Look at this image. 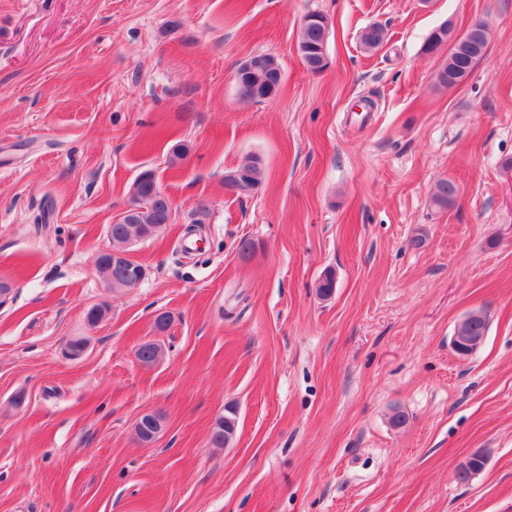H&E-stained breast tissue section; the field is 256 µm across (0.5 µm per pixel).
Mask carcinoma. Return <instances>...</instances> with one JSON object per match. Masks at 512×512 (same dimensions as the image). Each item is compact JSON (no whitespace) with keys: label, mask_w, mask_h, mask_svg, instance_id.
I'll return each instance as SVG.
<instances>
[{"label":"carcinoma","mask_w":512,"mask_h":512,"mask_svg":"<svg viewBox=\"0 0 512 512\" xmlns=\"http://www.w3.org/2000/svg\"><path fill=\"white\" fill-rule=\"evenodd\" d=\"M314 21L301 24L298 37V49L304 66L309 71H316L328 65L326 43L329 30L328 18L319 12L313 14ZM386 40V29L379 24H372L361 36V44L368 53L378 50ZM448 43V31L435 28L429 34L424 44L427 53L436 52L441 46ZM477 48L472 52L458 53L448 50V58L436 72L435 79L438 85L448 88L454 87L473 72L475 66L485 55L489 45V31L482 28L476 40ZM251 71L236 84L237 94L246 101L261 102L267 94L265 78L273 74H282V69L274 56L267 53H255L250 56ZM134 186L137 194L147 207L143 220L135 217H126L116 224L109 226V241L114 249H122L126 243L134 238H150L156 234L171 219V209L160 198V186L152 171L145 170L140 173ZM457 186L448 180L437 183L433 201L436 206L445 208L455 198ZM458 328L468 336H484L488 330V319L481 313L468 314L459 324ZM163 356V348L156 342H145L137 350V357L147 365H153ZM237 428L236 414L231 408L227 414L220 417L215 424L211 436V443L216 448L228 445L233 439Z\"/></svg>","instance_id":"1"}]
</instances>
